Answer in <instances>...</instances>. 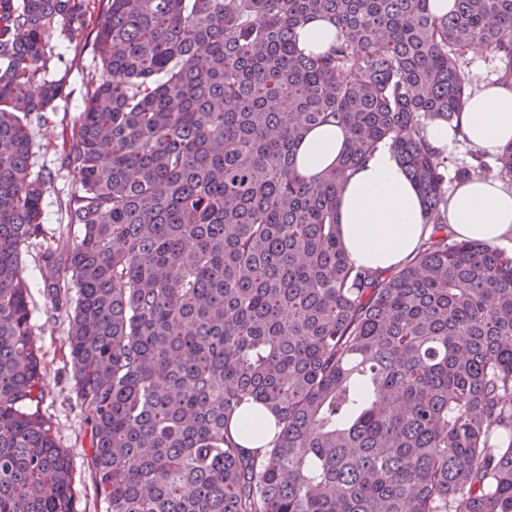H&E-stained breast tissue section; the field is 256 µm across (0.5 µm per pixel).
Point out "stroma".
<instances>
[{"label": "stroma", "instance_id": "1", "mask_svg": "<svg viewBox=\"0 0 512 512\" xmlns=\"http://www.w3.org/2000/svg\"><path fill=\"white\" fill-rule=\"evenodd\" d=\"M102 8L101 0H89V29L74 37L61 35L55 39L50 67L54 77L63 79V92L43 119L32 120L29 125L32 140L30 169L48 179L42 197L43 243L47 245L58 237L73 238L80 233L78 225L68 223L65 218V203L76 190L77 181L64 165L63 153L66 140L79 122L88 90L101 76L92 25ZM447 156V188L451 191L459 185L458 168H467L480 176L485 168L495 165L494 156L483 154L460 140L449 147ZM22 270L30 287L33 339L43 368V399L38 411L49 423L56 444L70 457L76 512H105V505L86 467L87 427L74 390L67 345L69 315L65 310L55 308L44 290L37 246H30L25 251Z\"/></svg>", "mask_w": 512, "mask_h": 512}]
</instances>
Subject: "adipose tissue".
Here are the masks:
<instances>
[{
	"label": "adipose tissue",
	"mask_w": 512,
	"mask_h": 512,
	"mask_svg": "<svg viewBox=\"0 0 512 512\" xmlns=\"http://www.w3.org/2000/svg\"><path fill=\"white\" fill-rule=\"evenodd\" d=\"M467 142L490 154L512 142V86H480L458 119ZM347 135L337 125L311 129L297 151L296 170L313 178L339 161ZM341 239L358 267L386 270L401 265L432 232L416 187L389 145L383 144L347 182L338 204ZM448 226L459 239L497 245L512 236V192L500 182L472 176L448 202ZM278 427L267 408L245 403L230 425L232 439L253 454L274 446Z\"/></svg>",
	"instance_id": "ef3b65f1"
}]
</instances>
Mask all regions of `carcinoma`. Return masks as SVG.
<instances>
[{"instance_id":"carcinoma-1","label":"carcinoma","mask_w":512,"mask_h":512,"mask_svg":"<svg viewBox=\"0 0 512 512\" xmlns=\"http://www.w3.org/2000/svg\"><path fill=\"white\" fill-rule=\"evenodd\" d=\"M106 2L65 146L81 233L41 254L106 512H512V253L450 238L427 140L472 95V43L512 83V0ZM318 15L336 40L306 55ZM86 21V0H0V512H74L32 410L22 255L46 186L27 118L61 95L53 40ZM326 123L347 149L305 179L298 146ZM386 143L433 225L391 272L353 266L337 223ZM496 167L512 178V143ZM247 399L282 425L261 458L228 430Z\"/></svg>"}]
</instances>
